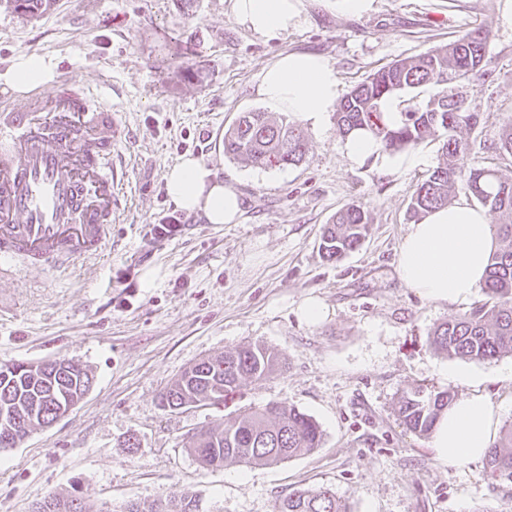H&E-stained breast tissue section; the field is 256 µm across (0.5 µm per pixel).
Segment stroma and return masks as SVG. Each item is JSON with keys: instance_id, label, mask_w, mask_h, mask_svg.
I'll list each match as a JSON object with an SVG mask.
<instances>
[{"instance_id": "obj_1", "label": "stroma", "mask_w": 512, "mask_h": 512, "mask_svg": "<svg viewBox=\"0 0 512 512\" xmlns=\"http://www.w3.org/2000/svg\"><path fill=\"white\" fill-rule=\"evenodd\" d=\"M500 4L372 0L356 13L344 0H305L297 28L263 38L237 21L231 0H54L34 17L0 0V94L21 103L4 77L18 57L37 55L119 109L132 133L119 144L127 212L109 244L65 270L26 266L0 279V363L65 358L94 376L78 405L0 451V512H31L50 495L124 512L188 492L200 512H278L289 493L320 486L349 512H512L484 460L441 459L396 413L404 392L424 387L483 397L499 424H512V354L477 363L435 350L431 329L471 301L423 299L396 274L411 197L441 162L440 141L417 145L412 167L356 164L331 116L319 130L303 124L297 166L260 169L223 149L239 113L263 108L260 74L279 55L324 56L346 90L484 28L492 75L475 87L480 119L461 137L472 158L512 181V160L497 150L512 117V29L498 22ZM188 153L240 194L239 223L211 224L169 202L165 174ZM350 203L368 210L369 232L325 261L323 227ZM309 298L328 310L319 323L299 316ZM248 343L277 351L283 368L217 404L160 406L184 370ZM269 402L312 416L321 447L276 465L222 467L187 451L196 431Z\"/></svg>"}]
</instances>
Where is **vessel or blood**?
Masks as SVG:
<instances>
[{
    "mask_svg": "<svg viewBox=\"0 0 512 512\" xmlns=\"http://www.w3.org/2000/svg\"><path fill=\"white\" fill-rule=\"evenodd\" d=\"M0 106V279L19 262L66 269L103 249L126 210L117 109L70 76Z\"/></svg>",
    "mask_w": 512,
    "mask_h": 512,
    "instance_id": "b4317fda",
    "label": "vessel or blood"
}]
</instances>
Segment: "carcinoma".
<instances>
[{"label": "carcinoma", "instance_id": "1", "mask_svg": "<svg viewBox=\"0 0 512 512\" xmlns=\"http://www.w3.org/2000/svg\"><path fill=\"white\" fill-rule=\"evenodd\" d=\"M488 33L467 32L440 48L401 59L376 71L366 81L351 87L336 111L339 131H370L383 148L397 152L428 139L444 137L445 161L415 189L411 209L416 216L448 204L458 187L468 190L484 206L499 213V247L491 256L481 288L483 299L470 310L435 326L429 341L448 355L485 362L512 353V182L496 171L468 160L467 143L459 136L479 122L474 95L459 84L474 85L489 76L486 54ZM433 85L438 93L426 104L405 98L414 89ZM399 100L401 123L396 128L384 121L383 104ZM224 155L245 160L258 168L295 166L305 155L307 141L300 126L288 114L255 110L242 112L224 130ZM370 224L367 210L358 204L340 209L325 225L320 248L328 261H337L356 249ZM281 367L278 355L262 345H244L234 352L203 359L186 369L161 396V405L177 410L201 403L216 392L227 396L245 381H261ZM94 377L75 364L56 366L19 363L0 364V449L13 448L20 435L64 414L81 401ZM449 391L422 388L405 393L398 416L406 428L429 435L440 415L455 401ZM323 432L310 415L282 403L250 408L224 422L222 428L201 430L188 442V451L203 463L277 464L304 456L321 447ZM487 479L512 484V426L506 427L485 455ZM33 512H92L81 498L49 495ZM125 512H199L190 493L180 499H156L132 503ZM280 512H348L345 501L327 488L290 493Z\"/></svg>", "mask_w": 512, "mask_h": 512}]
</instances>
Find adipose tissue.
<instances>
[{
    "mask_svg": "<svg viewBox=\"0 0 512 512\" xmlns=\"http://www.w3.org/2000/svg\"><path fill=\"white\" fill-rule=\"evenodd\" d=\"M238 20L253 33L274 37L297 27L303 0H232ZM341 93L336 70L309 52L281 55L267 65L258 94L272 109L321 127ZM165 189L177 210L203 214L212 224L237 223L239 194L217 171L192 155L168 169ZM495 248L493 228L483 210L462 198L410 225L396 259L401 284L434 301L455 303L481 287ZM497 409L479 396L461 399L437 422L432 444L447 461L483 457L497 426Z\"/></svg>",
    "mask_w": 512,
    "mask_h": 512,
    "instance_id": "1",
    "label": "adipose tissue"
}]
</instances>
